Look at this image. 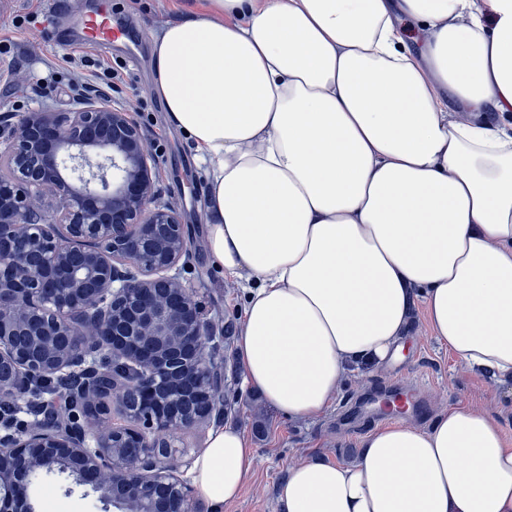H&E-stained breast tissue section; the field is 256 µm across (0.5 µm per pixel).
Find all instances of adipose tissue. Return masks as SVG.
<instances>
[{
  "mask_svg": "<svg viewBox=\"0 0 512 512\" xmlns=\"http://www.w3.org/2000/svg\"><path fill=\"white\" fill-rule=\"evenodd\" d=\"M169 123L206 165V247L241 288L244 383L323 415L406 347L414 301L458 361L512 383V0H204L157 37ZM464 119L453 118V111ZM254 454L212 431L192 482L222 512ZM282 512H512V445L465 406L305 457Z\"/></svg>",
  "mask_w": 512,
  "mask_h": 512,
  "instance_id": "1",
  "label": "adipose tissue"
}]
</instances>
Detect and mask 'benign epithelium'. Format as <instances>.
<instances>
[{
    "label": "benign epithelium",
    "instance_id": "1",
    "mask_svg": "<svg viewBox=\"0 0 512 512\" xmlns=\"http://www.w3.org/2000/svg\"><path fill=\"white\" fill-rule=\"evenodd\" d=\"M129 112L89 98L0 123V512L41 476L117 512H201L169 463L224 413V363L183 273L188 225L155 198ZM70 383L50 394L33 383ZM118 409L126 425L112 424Z\"/></svg>",
    "mask_w": 512,
    "mask_h": 512
}]
</instances>
